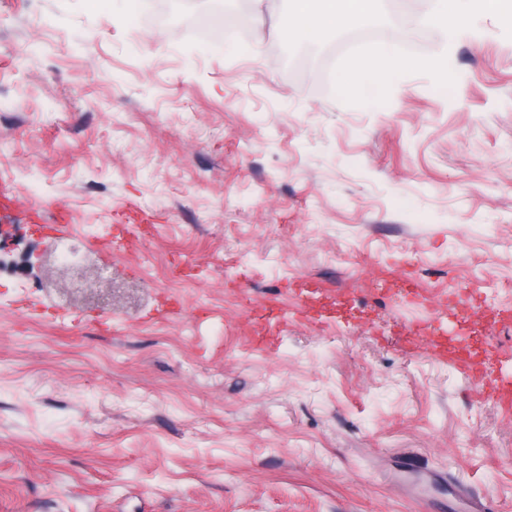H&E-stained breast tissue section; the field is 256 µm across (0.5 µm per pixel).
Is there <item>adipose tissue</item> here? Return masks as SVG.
<instances>
[{
    "instance_id": "adipose-tissue-1",
    "label": "adipose tissue",
    "mask_w": 512,
    "mask_h": 512,
    "mask_svg": "<svg viewBox=\"0 0 512 512\" xmlns=\"http://www.w3.org/2000/svg\"><path fill=\"white\" fill-rule=\"evenodd\" d=\"M378 0H288L286 34H297L315 42L325 34L373 20ZM472 15L494 17L501 25L512 27V0H430L424 23L440 30L448 28V9ZM407 69L427 71L434 80H442L448 72V54L427 60H413L399 50L387 48L369 59L352 60L345 69L344 89L359 96L367 83L379 88L391 87L394 78Z\"/></svg>"
}]
</instances>
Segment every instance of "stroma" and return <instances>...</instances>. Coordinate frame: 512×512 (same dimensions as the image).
<instances>
[{
  "instance_id": "stroma-1",
  "label": "stroma",
  "mask_w": 512,
  "mask_h": 512,
  "mask_svg": "<svg viewBox=\"0 0 512 512\" xmlns=\"http://www.w3.org/2000/svg\"><path fill=\"white\" fill-rule=\"evenodd\" d=\"M154 2L0 0V512H512V30L392 0L286 41L227 0L215 41ZM443 42L446 92L341 88ZM67 235L107 307L51 287ZM461 333L487 383L424 346Z\"/></svg>"
}]
</instances>
